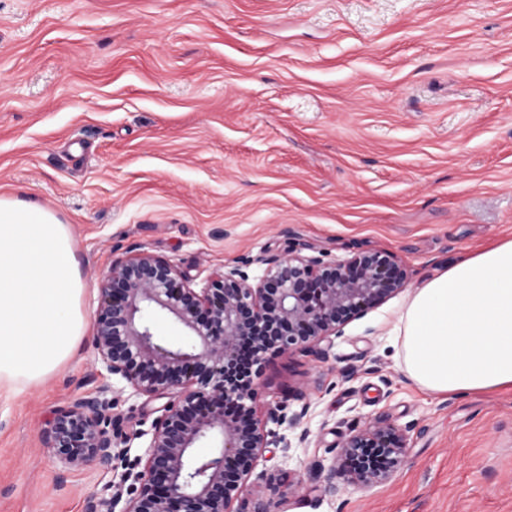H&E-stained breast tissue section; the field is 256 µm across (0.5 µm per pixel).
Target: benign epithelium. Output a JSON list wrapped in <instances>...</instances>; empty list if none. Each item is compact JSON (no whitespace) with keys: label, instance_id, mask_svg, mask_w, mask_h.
I'll return each mask as SVG.
<instances>
[{"label":"benign epithelium","instance_id":"benign-epithelium-1","mask_svg":"<svg viewBox=\"0 0 512 512\" xmlns=\"http://www.w3.org/2000/svg\"><path fill=\"white\" fill-rule=\"evenodd\" d=\"M254 264L263 275L251 274ZM394 256L357 251L324 260L293 251L242 257L202 288L182 278L167 258L142 252L116 259L98 288L94 349L107 372L140 395L167 399L152 423L145 455L128 457L130 438L112 418L108 389L76 395L61 407L43 437L67 466L98 464L123 469L121 482L87 501L86 512H247L234 508L245 482L267 448L289 443L255 417L254 379L268 358L297 351L324 359L323 341L336 340L406 287ZM163 313L187 331L190 341L172 346L156 338L146 314ZM273 423L300 425L309 405ZM218 437L208 457L193 448ZM344 460L331 469L325 491L336 492V475L362 485L387 480L401 462L406 435L386 418H368L338 444Z\"/></svg>","mask_w":512,"mask_h":512}]
</instances>
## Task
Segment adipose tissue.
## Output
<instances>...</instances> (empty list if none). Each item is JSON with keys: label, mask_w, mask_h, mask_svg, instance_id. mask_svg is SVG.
<instances>
[{"label": "adipose tissue", "mask_w": 512, "mask_h": 512, "mask_svg": "<svg viewBox=\"0 0 512 512\" xmlns=\"http://www.w3.org/2000/svg\"><path fill=\"white\" fill-rule=\"evenodd\" d=\"M69 225L0 198V389L21 393L75 353L88 322ZM402 369L430 395L512 390V239L455 259L407 292Z\"/></svg>", "instance_id": "ef3b65f1"}]
</instances>
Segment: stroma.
I'll return each instance as SVG.
<instances>
[{
    "mask_svg": "<svg viewBox=\"0 0 512 512\" xmlns=\"http://www.w3.org/2000/svg\"><path fill=\"white\" fill-rule=\"evenodd\" d=\"M69 224L95 321L113 259L171 260L194 287L240 257L388 251L411 286L512 238V0H0V197ZM396 294L325 359L259 380L269 448L244 497L283 512H512V390L434 397L399 365ZM93 331L46 381L0 394V512H85L116 472L68 469L43 432L108 385L143 456L153 406ZM309 402L307 442L271 409ZM407 435L392 477L337 479L351 425ZM292 492H284L283 481Z\"/></svg>",
    "mask_w": 512,
    "mask_h": 512,
    "instance_id": "obj_1",
    "label": "stroma"
}]
</instances>
